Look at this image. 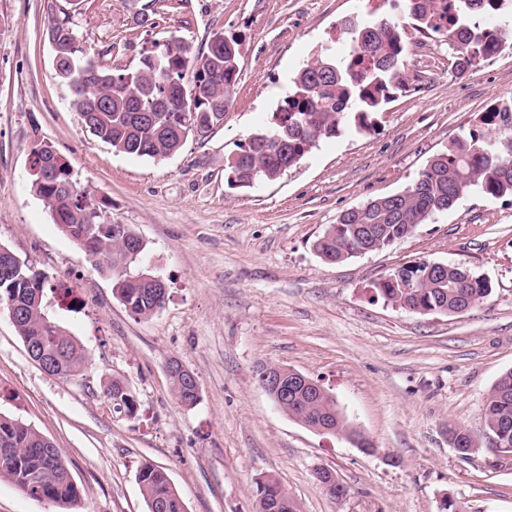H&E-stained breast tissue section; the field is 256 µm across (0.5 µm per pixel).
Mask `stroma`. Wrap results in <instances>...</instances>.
Returning a JSON list of instances; mask_svg holds the SVG:
<instances>
[{"label":"stroma","instance_id":"obj_1","mask_svg":"<svg viewBox=\"0 0 512 512\" xmlns=\"http://www.w3.org/2000/svg\"><path fill=\"white\" fill-rule=\"evenodd\" d=\"M146 0H85L73 17L82 46L134 68L171 37L203 47L211 30L244 37L233 106L207 137L162 160L115 152L70 108L43 35L47 0H0V245L76 306L47 294L48 314L87 355L82 375L52 377L29 358L0 310V413L42 433L66 459L75 512H146L137 475L161 466L187 512H255L256 482L272 477L300 512H512V463L461 459L457 424L482 430L481 410L512 368V198L472 191L407 238L341 264L312 243L340 215L410 186L428 160L512 97V47L459 71L446 41L406 35L408 91L373 130L344 128L273 182L230 188L224 157L266 126L293 73L340 35L350 16L390 15L383 0H183L164 16ZM50 144L106 202L109 220L146 242L143 265L168 297L132 317L86 253L54 223L29 177L33 142ZM460 263L491 293L459 314L411 313L372 285L412 261ZM193 371L200 399L177 400L167 366ZM273 363L320 384L369 442L308 429L281 411L255 376ZM122 380L133 415L113 413L102 389ZM325 468L347 495L329 497Z\"/></svg>","mask_w":512,"mask_h":512}]
</instances>
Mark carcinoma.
Segmentation results:
<instances>
[{"mask_svg":"<svg viewBox=\"0 0 512 512\" xmlns=\"http://www.w3.org/2000/svg\"><path fill=\"white\" fill-rule=\"evenodd\" d=\"M84 0H47L45 38L53 50V70L72 91L71 108L89 131L112 149L136 157L164 159L177 153L196 125L204 133L224 124L238 83L242 36H224L213 29L203 46L192 51L179 39L154 41L143 51L137 67L115 69L88 55L80 46L73 15ZM393 17L342 20L348 37L341 53L334 46L308 62L291 77L265 128L237 145L224 158L227 185L249 187L273 182L296 166L319 143L353 125L370 131L381 107L409 88L405 70V27L448 41L458 54L457 66L476 69L499 54L512 27V0H390ZM503 20L501 27L482 22L483 9ZM482 127L457 138L445 152L433 156L412 184L392 196L371 200L343 213L338 223L348 226L336 234L329 226L313 242L325 262L339 264L354 257L349 227L368 224L377 230L385 248L411 235L420 224L452 210L470 191L493 198L512 197V98L502 100L481 118ZM32 187L61 230L112 278L113 290L126 309L147 317L167 298L164 281L140 269L145 243L127 224L117 226L105 214L106 204L92 198L73 169L51 145L32 144ZM463 267L448 264L443 278L420 277V270L403 268L373 283L376 298L408 312L458 314L482 302L490 293L488 281ZM153 279H147V276ZM59 288L20 260L0 263V306L13 300L21 315L14 326L24 345L47 362L52 375L77 376L86 354L45 310L46 292ZM184 406L200 399L199 384L187 373L170 375ZM118 414L133 415L135 394L121 381L104 389ZM290 418L308 427L328 425L353 437L327 392L309 386L296 400L280 405ZM483 441L462 426L448 425L457 435L490 456L512 453V369L503 372L487 394L482 408ZM0 479L30 497L54 504L61 512L80 500L67 462L50 440L31 427L0 415ZM147 512H186L182 498L164 470L145 464L138 473ZM289 497L272 478L256 483V512H271L276 499Z\"/></svg>","mask_w":512,"mask_h":512,"instance_id":"obj_1","label":"carcinoma"}]
</instances>
